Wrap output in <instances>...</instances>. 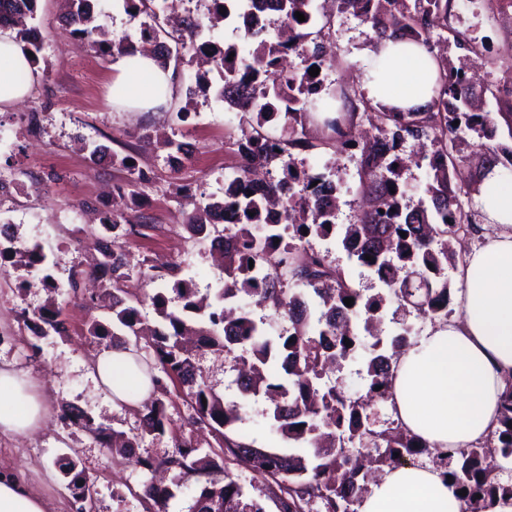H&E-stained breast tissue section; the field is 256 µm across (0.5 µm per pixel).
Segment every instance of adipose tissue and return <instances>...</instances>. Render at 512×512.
<instances>
[{
	"mask_svg": "<svg viewBox=\"0 0 512 512\" xmlns=\"http://www.w3.org/2000/svg\"><path fill=\"white\" fill-rule=\"evenodd\" d=\"M112 100L129 112H153L165 105L175 76L152 54H114ZM32 66L14 34L0 31V107L22 101L28 84L17 79ZM436 67L423 48L386 42L367 51L365 88L373 102L416 109L430 99ZM496 228L484 246L472 249L462 269L460 320L431 329L406 348L388 400L411 433L433 448H459L485 437L498 415L505 377L512 373V175L493 171L481 197ZM94 375L111 399L144 400L148 378L133 366L131 351L105 349ZM139 385L129 396L128 381ZM45 410L31 381L0 366V432L25 436L44 421ZM454 486L431 465L404 464L385 470L372 483L358 512H463ZM0 512H48L46 501L14 471L0 467Z\"/></svg>",
	"mask_w": 512,
	"mask_h": 512,
	"instance_id": "ef3b65f1",
	"label": "adipose tissue"
}]
</instances>
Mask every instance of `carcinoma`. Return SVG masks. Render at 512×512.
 <instances>
[{
  "mask_svg": "<svg viewBox=\"0 0 512 512\" xmlns=\"http://www.w3.org/2000/svg\"><path fill=\"white\" fill-rule=\"evenodd\" d=\"M37 0H0V24L9 20L17 28L16 38L37 62L43 50L35 29L26 27L34 18ZM70 22L93 48L104 53L122 51L129 44L112 43L97 23L91 0H68ZM278 20L288 22L293 36L287 41L263 37L244 56L237 46L222 47L200 40L201 19L189 23L178 40L205 55L211 54L222 79L238 77L260 88L255 101L239 99L233 105L249 115L260 128L237 140L243 157L275 163L282 176L271 178L260 189L250 170L239 174L224 187V200L210 203L188 221L190 233L206 235L210 214L232 209L238 224L224 234V283L216 288L213 302L198 299V288L186 279L173 285L180 305L169 306L159 291L151 297L158 326L149 328L138 307L112 294L108 315L139 341L151 338L160 374H149L153 396L138 405L141 433L127 437L111 431L88 411L64 402L59 418L96 439L102 446L134 458L144 472L173 471L177 479L195 478L200 491L192 497L188 512H265L256 501H246L241 484L213 458L199 456L192 438L175 439L177 452L165 457L135 455L141 435L163 436L170 430L164 396L168 384L179 385L190 400L191 424L203 425L222 438L224 457L260 478L267 497L277 512H305L310 503L317 512H357L368 493L363 461L378 467L395 468L411 456L425 454L451 478L462 497L465 512H485L494 501H512V384L501 395L497 426L491 432L493 444L474 443L465 448H431L398 421L378 420L364 399H352L342 388L324 387L326 371L358 354L365 363L366 397L386 402L390 396L394 357L408 346L411 327L389 337L379 335L378 323L387 304L399 300L410 304L432 320L448 321L452 303L448 269L457 258L448 253V235L467 236L477 231V218L484 216L480 200L482 186L496 167L512 168V145L495 141L497 119H502L512 139V71L487 85L483 92L495 100L497 113L476 112L474 87L467 72L449 73L438 68L432 97L423 109L395 112L375 105L362 96L352 97L323 80L315 81L309 68L325 65L322 46L306 32L315 12L313 0H277ZM342 11H350L370 30L368 43L376 46L387 38H400L421 45L433 53V30L448 27L456 0H334ZM129 12L146 10L157 19L161 4L155 0H123ZM304 14L298 21L295 12ZM301 52L311 57L308 67L283 76L280 56ZM233 60H228V57ZM364 112H357L358 106ZM363 115L380 131L374 144L360 141L354 129L355 117ZM459 124H454V121ZM425 138L431 151L423 156L428 170L424 196L413 204L408 200L400 146L408 139ZM334 147L355 159L360 177L363 208L351 224L336 223L338 206L324 197L339 193L329 172L311 171L299 165L296 153ZM406 237H401V233ZM7 244L0 243V261L37 268L46 262L39 245L13 246L11 227L0 229ZM335 238L348 258L368 270L383 285L372 295L353 288L344 273L312 250L299 258L302 242L312 238ZM97 267L110 274L103 284L110 290L125 276L123 254L107 245L99 249ZM371 256L366 260L365 256ZM288 275L294 288L282 287ZM256 303L288 320V330L275 336L237 306L239 297ZM354 304H344V299ZM38 340L64 333L56 311L43 307L25 318ZM373 338L364 343L352 324ZM202 348L219 346L225 352L240 350L250 358V371L238 377L241 394L264 396L272 408V430L294 444L287 452L257 448L234 426L245 420L236 404H226L195 372L194 357L182 345L191 324ZM352 342L346 346V342ZM495 454L508 463L489 469L488 456ZM66 488L75 487L93 495L89 478L78 463L60 466ZM145 497L155 512H167L175 496L168 486L149 484Z\"/></svg>",
  "mask_w": 512,
  "mask_h": 512,
  "instance_id": "obj_1",
  "label": "carcinoma"
}]
</instances>
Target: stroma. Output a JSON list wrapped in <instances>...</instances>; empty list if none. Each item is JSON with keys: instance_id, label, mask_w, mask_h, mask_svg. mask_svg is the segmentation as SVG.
Segmentation results:
<instances>
[{"instance_id": "obj_1", "label": "stroma", "mask_w": 512, "mask_h": 512, "mask_svg": "<svg viewBox=\"0 0 512 512\" xmlns=\"http://www.w3.org/2000/svg\"><path fill=\"white\" fill-rule=\"evenodd\" d=\"M457 9L463 27L486 51L468 56L453 41H442L438 47L444 65L467 66L480 85L512 70V26L481 8L478 0H459ZM97 11L115 41L138 42L148 20L146 13L125 11L123 0H99ZM34 25L45 39L38 79L21 103L0 112V180L21 187L0 204V224L14 225L19 242L42 246L56 284L44 287L22 269L0 277V362L38 383L46 418L32 434H0V465L33 486L52 512H74L58 467L63 457L77 461L91 479L96 512H145L148 474L59 419L61 403L72 402L127 434L138 433L141 426L136 411L113 403L91 375L96 355L112 342L88 335V324L98 312L89 308L83 293L69 288L68 279L72 271L92 264L95 237L102 234L124 253L126 276L120 286L129 301L138 303L147 324L156 322L149 295L171 293L173 285L172 279L154 278L156 257L180 266L181 278L193 280L197 288H216L224 268L211 257L209 240L189 233L186 221L199 206L223 199L225 183L237 172L236 142L249 123L218 96L222 81L216 73L211 76L214 91L198 99L186 120L178 119L185 88L197 70L185 52L167 108L116 110L109 99L110 60L74 33L65 19V0H38ZM366 33L350 14L334 15L331 56L323 69L326 81L363 93ZM97 144L109 146V153L91 156ZM125 156L144 172V181L129 185V172L121 163ZM303 159L305 167L315 170L334 163V180L341 186L336 221L351 223L360 202L354 159L330 149L311 151ZM113 214L120 224L104 232L102 222ZM309 245L342 267L363 294L380 291L378 280L349 261L335 240L313 239ZM47 305L59 312L66 332L39 342L23 315ZM195 363L225 403L243 405L247 420L239 427L241 435L259 448L282 447L280 437L270 431L268 402L241 395L231 357L204 350Z\"/></svg>"}]
</instances>
